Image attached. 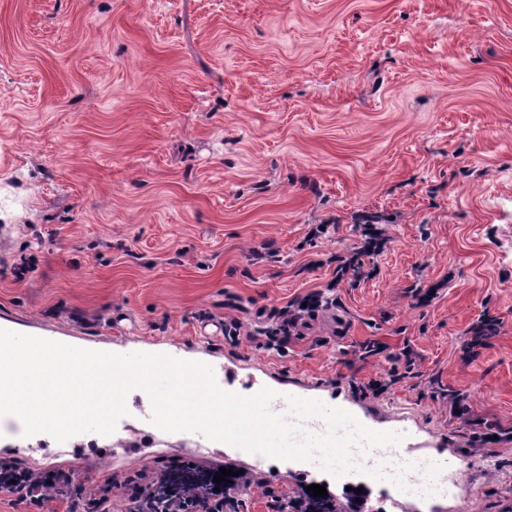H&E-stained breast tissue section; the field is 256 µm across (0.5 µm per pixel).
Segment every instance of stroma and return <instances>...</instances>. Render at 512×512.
Listing matches in <instances>:
<instances>
[{
    "mask_svg": "<svg viewBox=\"0 0 512 512\" xmlns=\"http://www.w3.org/2000/svg\"><path fill=\"white\" fill-rule=\"evenodd\" d=\"M361 213L385 252L267 348L262 312L325 288ZM486 315L502 328L466 357ZM0 329L202 362L224 391L316 400L462 462L463 498L376 483V510L512 505V439L499 458L472 442L477 422L512 432V0H0ZM367 340L410 347L417 377L360 392L390 370ZM126 404L136 446L85 460L90 484L195 453L161 442L142 389ZM205 465L246 471L240 512L315 478L345 492L223 442Z\"/></svg>",
    "mask_w": 512,
    "mask_h": 512,
    "instance_id": "obj_1",
    "label": "stroma"
}]
</instances>
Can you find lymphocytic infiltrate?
Here are the masks:
<instances>
[{"label": "lymphocytic infiltrate", "instance_id": "obj_1", "mask_svg": "<svg viewBox=\"0 0 512 512\" xmlns=\"http://www.w3.org/2000/svg\"><path fill=\"white\" fill-rule=\"evenodd\" d=\"M325 302L320 292L312 291L294 299L282 308L271 309L266 314L265 333L268 340L279 343L298 329L304 319L315 318ZM185 462L173 461L163 469L147 474L135 473L119 484L117 490L102 493L87 490L81 476L73 470L58 474L33 476L10 460H0V493L17 497L37 505L43 504L49 493H62L71 488L72 506L93 507L94 512H111L113 492H120L126 500L128 512H237V480L221 483L207 482L205 486H186L177 494L162 491L167 475L188 470Z\"/></svg>", "mask_w": 512, "mask_h": 512}]
</instances>
